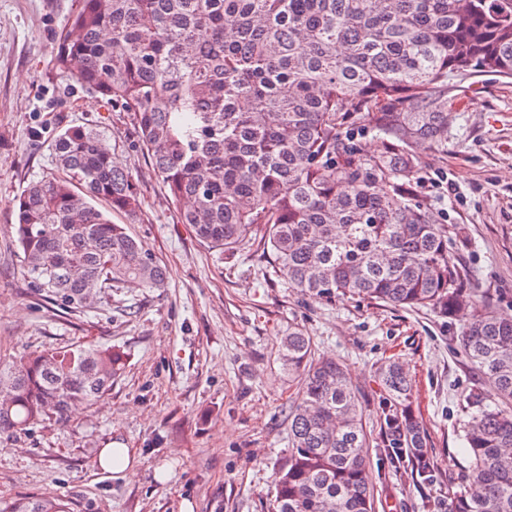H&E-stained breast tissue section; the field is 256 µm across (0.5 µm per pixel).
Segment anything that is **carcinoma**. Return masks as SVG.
<instances>
[{"mask_svg": "<svg viewBox=\"0 0 512 512\" xmlns=\"http://www.w3.org/2000/svg\"><path fill=\"white\" fill-rule=\"evenodd\" d=\"M54 52L106 104L133 114L140 145L181 223L224 254L259 236L263 256L300 292L350 295L452 314L473 305L448 253L450 229L415 192L421 150L448 146L455 81L512 79V0H83ZM369 125L385 140L363 153L342 133ZM61 174L15 200L27 288L63 309L111 306L112 289L159 290L167 271L112 222L139 196L100 133L68 127ZM106 204L102 210L96 202ZM461 342L494 407L464 427L468 477L448 512H512V318L484 305ZM300 377L288 405V458L269 512H374L369 439L344 365L280 338ZM121 354L101 345L48 347L0 359V432L64 420L112 389ZM380 412L390 460L412 481L437 476L410 380L392 362ZM0 512H67L60 498L19 499Z\"/></svg>", "mask_w": 512, "mask_h": 512, "instance_id": "obj_1", "label": "carcinoma"}]
</instances>
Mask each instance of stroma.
<instances>
[{
    "label": "stroma",
    "mask_w": 512,
    "mask_h": 512,
    "mask_svg": "<svg viewBox=\"0 0 512 512\" xmlns=\"http://www.w3.org/2000/svg\"><path fill=\"white\" fill-rule=\"evenodd\" d=\"M82 0H0V358L83 343L120 350L108 394L30 434L0 433V506L58 496L69 512H267L288 456L286 408L298 391L278 354L301 330L315 356L341 360L369 436L375 512H426L467 481V398L482 380L460 346L464 320L349 296L318 300L278 277L257 245L209 249L168 204L137 145L130 115L98 101L53 60ZM463 106L444 150H424L421 199L459 229L448 251L477 304L512 312V80L458 82ZM99 131L138 186L135 215H118L168 271L165 288H121L106 309L69 311L29 294L13 199L56 174L62 128ZM403 364L409 407L428 440L437 481L413 484L388 467L380 372ZM131 448L137 473L102 470L108 444Z\"/></svg>",
    "instance_id": "35a3bbf8"
}]
</instances>
